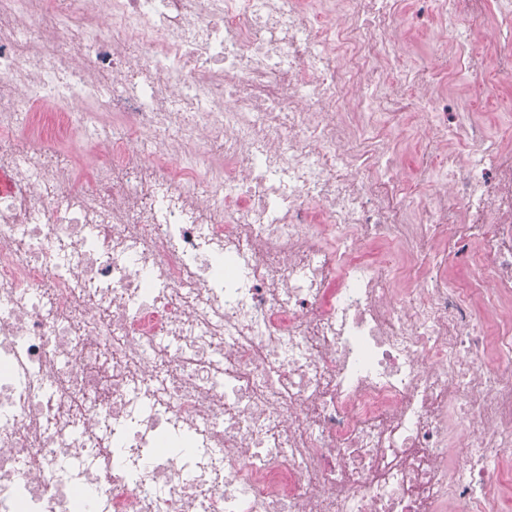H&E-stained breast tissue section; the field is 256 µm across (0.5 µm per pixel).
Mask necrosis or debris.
Returning <instances> with one entry per match:
<instances>
[{
    "label": "necrosis or debris",
    "instance_id": "obj_1",
    "mask_svg": "<svg viewBox=\"0 0 512 512\" xmlns=\"http://www.w3.org/2000/svg\"><path fill=\"white\" fill-rule=\"evenodd\" d=\"M404 4L0 0V142L95 156L0 160V512H501L512 161L396 78ZM419 119L421 176L476 145L426 222Z\"/></svg>",
    "mask_w": 512,
    "mask_h": 512
}]
</instances>
